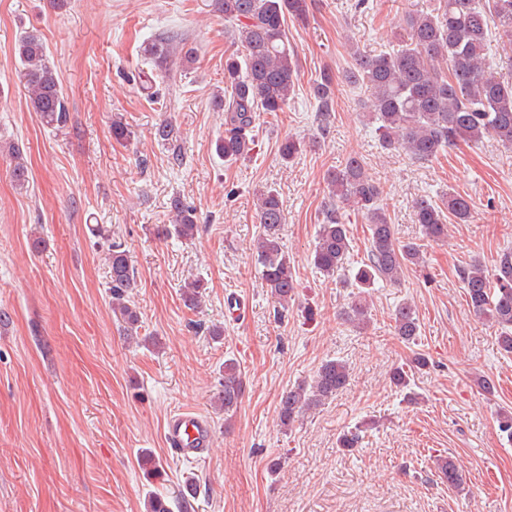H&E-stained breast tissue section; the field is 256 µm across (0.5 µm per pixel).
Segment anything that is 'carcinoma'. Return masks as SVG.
<instances>
[{
  "label": "carcinoma",
  "instance_id": "1",
  "mask_svg": "<svg viewBox=\"0 0 512 512\" xmlns=\"http://www.w3.org/2000/svg\"><path fill=\"white\" fill-rule=\"evenodd\" d=\"M224 20L235 25L234 40L241 51L224 60V95L218 105L224 112V137L216 152L226 162H236L252 150V132L257 113L282 112L297 81V60L290 49L287 21L307 17V0H216ZM496 20L504 35L512 37V0H437L430 10H416L398 16L395 48L370 54L353 51L352 65L337 75L322 71L311 89L318 110H333L335 86L342 82L361 87L366 94L363 106L371 122L377 124L380 145L385 150L405 153L416 162H428L461 143L478 144L491 139L512 149V81L487 73L490 22ZM23 80L30 104L42 122L54 128L67 124L69 112L55 69L47 59L40 36L26 33L16 44ZM144 56L158 69L167 70L173 49L164 38L143 48ZM303 141L290 138L281 143V159L288 163L302 152ZM10 174L23 187L28 168L19 147L10 150ZM327 185L341 208L324 216L311 263L316 271L333 278L349 265L350 231L341 210L361 215L370 230L367 262L353 277L354 294L348 319L360 326L368 322L365 289L378 281L400 283L407 267L423 263L420 247L400 243L395 225L380 206V183L368 172L365 159L350 153L328 171ZM261 232L255 244L261 279L274 301L288 307L294 300L296 280L293 262L283 243L284 210L276 192L256 194ZM171 224L161 233L184 240L198 229L194 210L175 199L171 203ZM471 199L450 191L435 201L422 196L413 204L414 223L423 236L438 242L448 238L450 214L456 223L472 219ZM468 307L474 315L495 325L501 348L512 353V251L505 250L494 269L471 264L460 270ZM136 283V269L129 253L114 243L108 253V281L112 312L124 324L129 336L137 334L140 312L130 300ZM394 330L408 343L418 336L419 323L411 304H400L394 314ZM350 380L347 365L339 360L321 364L312 382L281 395L278 418L288 428L305 411L324 405L346 387ZM244 382L238 364L224 361V377L212 397V404L224 415H233L241 404ZM439 471L448 485L459 487L462 475L450 460ZM197 488L191 483L172 500L156 493L147 499L148 512H194Z\"/></svg>",
  "mask_w": 512,
  "mask_h": 512
}]
</instances>
